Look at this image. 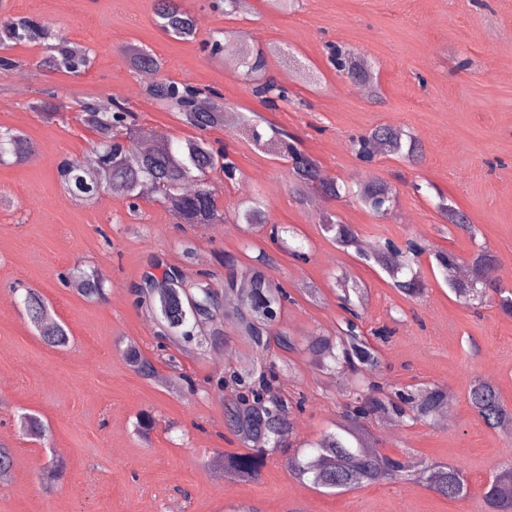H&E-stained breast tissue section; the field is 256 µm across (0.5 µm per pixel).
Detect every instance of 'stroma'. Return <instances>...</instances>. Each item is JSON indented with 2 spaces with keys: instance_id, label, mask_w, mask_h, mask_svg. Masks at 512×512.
<instances>
[{
  "instance_id": "stroma-1",
  "label": "stroma",
  "mask_w": 512,
  "mask_h": 512,
  "mask_svg": "<svg viewBox=\"0 0 512 512\" xmlns=\"http://www.w3.org/2000/svg\"><path fill=\"white\" fill-rule=\"evenodd\" d=\"M184 5L202 21L185 41L158 29L153 0H0L11 15L52 22L94 57L85 72L71 76L45 69L40 47L26 42L7 52L15 68L0 72V127L22 132L34 148L24 163L0 164V442L13 454L11 479L0 485V512H485L487 483L512 463V431L489 428L477 417L469 377L491 378L512 410V316L495 304L462 305L434 276L428 254L421 257L423 296L405 297L378 266L333 244L320 219L335 213L374 244L418 239L454 253L464 266L488 251L496 259L494 278L512 292V0H299L287 13L267 0H250L248 10L232 17L211 0ZM217 31L255 47L278 45L320 79L306 83L297 70L269 58V75L292 101L268 109L223 56L206 49ZM331 43L374 67L380 99L354 94L352 82L328 61ZM131 46L161 57L164 77L219 90L229 111L258 113L261 132L288 131L325 177L348 185L387 181L397 190L392 219L348 197L323 199L318 210L298 203L289 191L288 160L235 126L207 134L239 169L235 181L220 184L221 204L229 212L244 195L261 197L275 223L294 228L307 259L275 245L264 230L228 235L220 224L179 226L150 199H139L134 215L128 198L109 190L91 202L73 199L56 166L94 152L93 134L77 119L79 102L123 101L138 128L179 139L195 134L177 113L143 94V79L126 59ZM49 91L63 108L53 122L32 109ZM383 124L413 134L424 148L422 160L381 155L372 164L360 162L351 138ZM443 198L468 215L473 233L443 224L437 208ZM187 243L195 250L194 269L216 273L220 254L248 263L266 252L269 275L293 297L277 328L300 340L334 334L342 324L335 274L363 285L362 332L390 331L376 344L385 388L437 386L454 396L444 425L403 418L391 434L383 420L370 423L373 447L410 463V470L388 483L326 494L295 479L278 454L256 481L225 487L224 457L241 446L224 428L221 399L182 389L178 373L200 382L222 375L217 359L224 348L238 352L242 367L256 357L228 326L222 348L175 350L178 365L170 367L157 348V326L129 295L151 256L182 263ZM77 263L105 271L104 300H86L60 284L59 272ZM307 282L317 286V300L302 292ZM28 288L39 290L53 317L67 325L68 347H49L35 334L22 303ZM132 341L154 362L157 378L145 379L126 364L123 350ZM274 357L289 365L282 388L306 398L304 409L292 414L296 440L333 430L347 401L341 381L320 371L304 349ZM144 410L160 420L147 441L133 432ZM25 412L48 423L46 439L23 434L18 417ZM52 459L63 462L64 472L50 483L41 473ZM423 462L461 469L467 498L450 501L419 483L414 468Z\"/></svg>"
}]
</instances>
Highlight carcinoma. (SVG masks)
Returning a JSON list of instances; mask_svg holds the SVG:
<instances>
[{
	"label": "carcinoma",
	"instance_id": "obj_1",
	"mask_svg": "<svg viewBox=\"0 0 512 512\" xmlns=\"http://www.w3.org/2000/svg\"><path fill=\"white\" fill-rule=\"evenodd\" d=\"M155 21L166 35L187 40L195 34V18L183 6V0H155ZM29 42L43 46V64L52 70L81 74L91 65L90 50L77 47L59 36L49 25L34 19L0 16V50L7 51L17 43ZM279 52L275 46L266 50L243 44L239 48V65L244 68L242 80L270 109L289 101L288 91L268 74V55ZM330 61L347 78L366 85L374 91V68L358 53L337 45L328 47ZM126 57L130 68L149 76L146 93L150 99L170 107L201 136L185 140L165 138L134 164L128 155L134 146L136 129L134 112L126 102L112 101L106 106L98 100L80 105L77 119L95 136L98 175L88 179L82 165L75 160H62L56 176L63 189L74 199L91 201L107 188L135 199L147 196L161 203L174 217L175 223L222 224L226 222L224 206L220 205L212 176L235 179L236 163L222 148H215L202 134L224 125V96L211 88H199L160 77L161 59L152 51L132 46ZM34 111L49 121L62 118L59 105L47 100L33 103ZM240 129L252 136L256 145L277 153L291 162L290 191L300 201L312 192L333 199L341 197L340 185L322 178L315 159L301 151L286 132L272 130L269 140H262L255 120L241 116ZM355 154L368 161L380 153H392L416 163L423 157L420 142L387 125H381L351 141ZM32 154L29 139L21 132L0 128V162L10 156L16 163L27 161ZM359 202L370 211L380 214L394 200L389 184L380 179L359 186ZM438 210L447 224L473 231L468 218L456 207L440 198ZM233 218L246 231L269 228L273 239L295 235L285 224H269L264 204L259 196L237 204ZM323 231L344 250L359 249L357 232L342 223L334 213L321 219ZM427 252L421 242L410 239L403 245L391 241L379 244L369 253H359L387 274L403 295L417 298L424 293L420 257ZM436 269L448 288L463 303L482 304L498 299L505 314H512V293L506 294L492 279L494 257L479 252L471 262L470 274L456 277L459 259L454 254L437 250L433 253ZM224 287L209 283L212 273H190L185 267L171 264L155 255L140 278L130 288L133 305L147 312L160 327L163 341L174 340L185 349L193 346H214V337L223 335L224 323L237 326L252 351L261 361L245 371L229 370L227 375L208 380L210 391L224 397V427L233 434L246 452L224 456V476L242 482H252L260 476L272 455L290 445L293 436L288 411L304 405V396L288 398L281 389L283 367L269 359L273 349L284 352L296 348V341L275 329L267 317L280 311L291 299L286 288L267 273L268 256L254 265H240L235 257L222 259ZM65 282L81 285V295L90 301L105 298L103 282L94 271L78 265L61 273ZM341 291L343 309L349 314L334 336H310L306 351L323 370L350 379L349 402L344 421L319 439L304 444L306 452H297L287 460L288 467L298 480L325 493H339L362 483L377 484L403 472L407 465L399 459L383 456L368 446L365 422L379 416L407 417L412 421L436 418L446 403L441 389L425 388L417 392H384L382 384L373 379L379 372L378 351L362 333L355 300L362 299L360 286L346 277L335 279ZM26 314L36 334L51 347L69 343L66 325L53 319L46 298L27 288L23 298ZM124 356L134 372L144 378L152 377L156 368L152 360L135 345L124 350ZM469 397L475 413L493 429H512V412L504 408L498 391L488 381L473 380ZM19 423L31 436L43 439L49 426L34 413L19 415ZM159 419L150 411L142 412L134 422V433L144 441L158 427ZM420 481L439 496L459 501L467 494L462 471L450 465H430L420 473ZM484 502L487 512H512V464L503 468L486 486Z\"/></svg>",
	"mask_w": 512,
	"mask_h": 512
}]
</instances>
